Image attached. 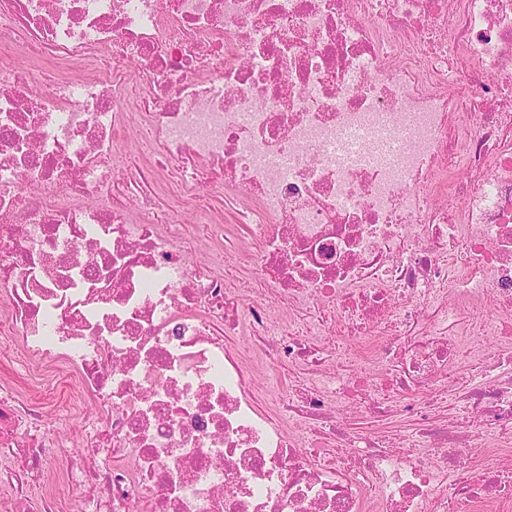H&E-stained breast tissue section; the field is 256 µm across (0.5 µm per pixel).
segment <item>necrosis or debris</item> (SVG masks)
<instances>
[{
	"label": "necrosis or debris",
	"instance_id": "4bbe7bcc",
	"mask_svg": "<svg viewBox=\"0 0 512 512\" xmlns=\"http://www.w3.org/2000/svg\"><path fill=\"white\" fill-rule=\"evenodd\" d=\"M0 47V512H512V0H0ZM334 346L336 372L348 371L357 367L359 360L344 338L336 336ZM31 397L35 401H47L46 410L50 413L48 416V424L54 426L58 431L68 434L73 438L74 446L67 448L66 455L61 454L57 448H51V454L48 460L50 471L63 468L66 465V458L75 456L80 450L79 444L82 437V424L71 418L62 407V402L66 398H80L82 388L76 381H70L67 384L57 385L55 383H47L45 390L30 391ZM377 420H379V419L378 418H371V419L368 418V419H363L362 422L352 421V423L356 424V425H353V427H366L367 423L372 422L369 424V426L373 425L377 431H381V432L382 431H394V430L401 431L400 433L402 436H404L405 442L407 443V445L411 446V447H408L405 449L412 451V450L421 448V447L413 445L414 443H416L415 442L416 438L414 436L415 426H414V422L411 421L406 416L397 415L387 421H377Z\"/></svg>",
	"mask_w": 512,
	"mask_h": 512
}]
</instances>
